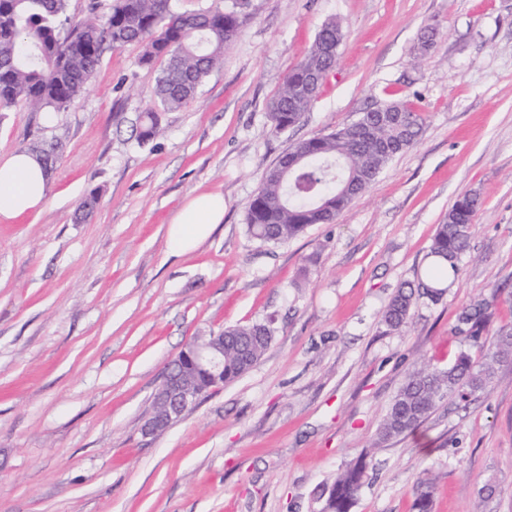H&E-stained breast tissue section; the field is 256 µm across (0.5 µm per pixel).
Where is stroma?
<instances>
[{"label":"stroma","instance_id":"stroma-1","mask_svg":"<svg viewBox=\"0 0 512 512\" xmlns=\"http://www.w3.org/2000/svg\"><path fill=\"white\" fill-rule=\"evenodd\" d=\"M240 3L223 66L153 140L134 134L158 74L136 44L105 48L69 108L0 112L1 159L61 142L42 208L0 219V512H320L364 450L377 468L352 512H415L421 477L431 512H512V361L471 404L444 399L376 442L408 373L481 357L463 308L486 300L489 334L512 328V0ZM330 20L344 33L336 69L301 123L272 133L268 102ZM392 99L414 104L423 133L372 189L288 242L248 234L260 180L291 145ZM202 191L223 194V223L168 255L170 220ZM466 191L482 206L457 276L387 329L385 306L423 277ZM266 321L273 339L249 372L143 436L189 340Z\"/></svg>","mask_w":512,"mask_h":512}]
</instances>
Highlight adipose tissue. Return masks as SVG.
Wrapping results in <instances>:
<instances>
[{
  "mask_svg": "<svg viewBox=\"0 0 512 512\" xmlns=\"http://www.w3.org/2000/svg\"><path fill=\"white\" fill-rule=\"evenodd\" d=\"M46 189V174L35 155L20 152L0 160V219L12 220L41 208ZM223 219L221 194L201 192L192 196L168 226L169 252L184 255L195 250Z\"/></svg>",
  "mask_w": 512,
  "mask_h": 512,
  "instance_id": "obj_1",
  "label": "adipose tissue"
}]
</instances>
